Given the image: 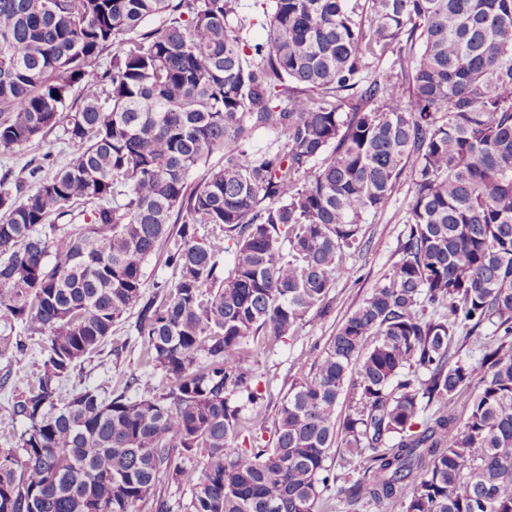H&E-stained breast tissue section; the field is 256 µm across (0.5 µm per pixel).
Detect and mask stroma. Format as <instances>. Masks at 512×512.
Segmentation results:
<instances>
[{
    "label": "stroma",
    "instance_id": "1",
    "mask_svg": "<svg viewBox=\"0 0 512 512\" xmlns=\"http://www.w3.org/2000/svg\"><path fill=\"white\" fill-rule=\"evenodd\" d=\"M52 151L55 167L66 165L73 157L74 147L63 129L52 130L44 141L32 142L0 151V193L14 190L17 179L27 176V164ZM413 193L410 178H402L389 206L368 215L362 226L363 247L348 258V272L337 275L330 291L333 309L328 316L308 314L305 324L296 335L283 338L274 346L249 359L255 374L254 383L263 394L258 406L246 407V415L256 416L253 439L240 440V447H251L253 441H269L273 436V422L283 397L299 378L308 375L315 357L336 332L340 322L367 298L374 288L387 282L401 257L400 246L408 226L407 209ZM163 382L160 371L143 362V349L136 340L130 320H122L113 328L100 356L85 360L67 383L68 389L95 387L111 390L130 375ZM185 475L181 483H172L158 489L155 498L138 502L135 512H157L156 499L167 502L170 512H184L191 492L190 487L201 473L202 458L192 455L182 458Z\"/></svg>",
    "mask_w": 512,
    "mask_h": 512
}]
</instances>
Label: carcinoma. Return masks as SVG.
Masks as SVG:
<instances>
[{"mask_svg":"<svg viewBox=\"0 0 512 512\" xmlns=\"http://www.w3.org/2000/svg\"><path fill=\"white\" fill-rule=\"evenodd\" d=\"M268 2L251 43L239 0H0V148L59 127L77 146L0 194V360L35 335L42 357L11 391L0 512H134L197 452L186 512H316L338 438L352 506L512 512V0ZM405 175L392 276L289 388L273 444L238 447L256 420L239 400L261 399L248 359L330 312ZM162 249L175 279L148 293ZM126 315L169 390L63 393ZM486 324L476 383L455 342Z\"/></svg>","mask_w":512,"mask_h":512,"instance_id":"cac0c4a2","label":"carcinoma"}]
</instances>
